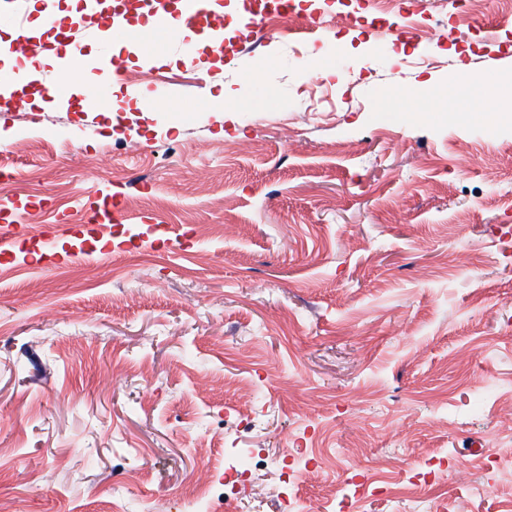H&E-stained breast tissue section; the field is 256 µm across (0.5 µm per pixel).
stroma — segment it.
<instances>
[{"instance_id":"1","label":"stroma","mask_w":512,"mask_h":512,"mask_svg":"<svg viewBox=\"0 0 512 512\" xmlns=\"http://www.w3.org/2000/svg\"><path fill=\"white\" fill-rule=\"evenodd\" d=\"M298 13L318 22L299 49L282 28L201 70L160 41L151 63L120 53L109 117L0 102L18 185L0 188L18 240L0 252V500L18 512H114L132 466L125 512H187L200 427L215 472L246 448H329L296 484L239 485L260 512H512V83L488 110L448 94L462 62L512 80V17L422 0V40L376 58L367 0ZM0 41L55 75L12 25ZM132 90L156 111L126 110ZM108 195L123 216L97 252L73 235Z\"/></svg>"}]
</instances>
